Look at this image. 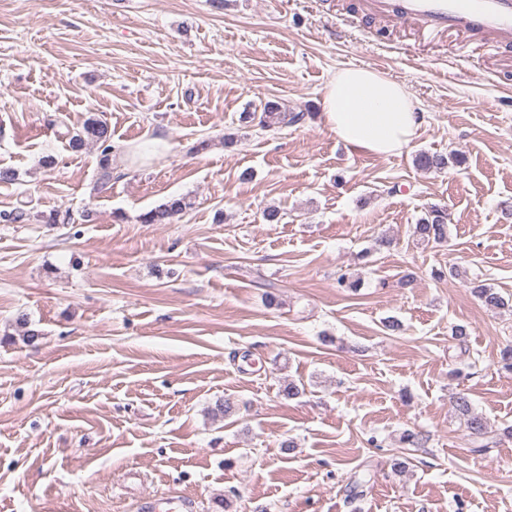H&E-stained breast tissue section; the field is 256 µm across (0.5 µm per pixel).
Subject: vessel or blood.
Returning a JSON list of instances; mask_svg holds the SVG:
<instances>
[{"mask_svg":"<svg viewBox=\"0 0 512 512\" xmlns=\"http://www.w3.org/2000/svg\"><path fill=\"white\" fill-rule=\"evenodd\" d=\"M362 7L378 19L417 24L429 35L481 33L512 43V0H362Z\"/></svg>","mask_w":512,"mask_h":512,"instance_id":"obj_1","label":"vessel or blood"}]
</instances>
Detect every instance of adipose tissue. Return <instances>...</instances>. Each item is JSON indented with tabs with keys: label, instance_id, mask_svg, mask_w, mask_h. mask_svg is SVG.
Returning a JSON list of instances; mask_svg holds the SVG:
<instances>
[{
	"label": "adipose tissue",
	"instance_id": "ef3b65f1",
	"mask_svg": "<svg viewBox=\"0 0 512 512\" xmlns=\"http://www.w3.org/2000/svg\"><path fill=\"white\" fill-rule=\"evenodd\" d=\"M322 123L351 151L389 157L418 136L425 112L407 86L366 67L338 70L319 101Z\"/></svg>",
	"mask_w": 512,
	"mask_h": 512
}]
</instances>
